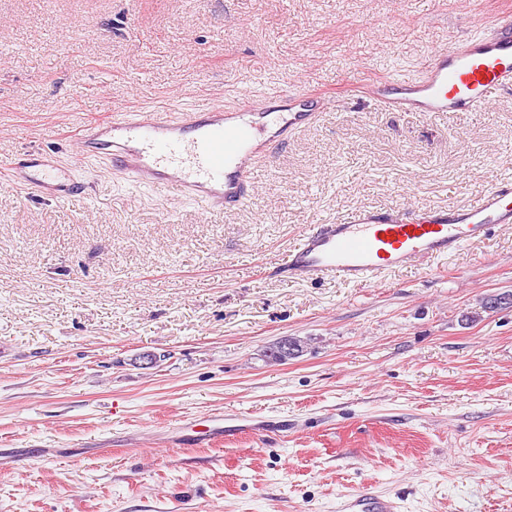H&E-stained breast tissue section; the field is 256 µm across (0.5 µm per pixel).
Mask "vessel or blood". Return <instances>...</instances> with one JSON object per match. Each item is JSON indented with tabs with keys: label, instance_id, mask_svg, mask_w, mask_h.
I'll use <instances>...</instances> for the list:
<instances>
[{
	"label": "vessel or blood",
	"instance_id": "obj_1",
	"mask_svg": "<svg viewBox=\"0 0 512 512\" xmlns=\"http://www.w3.org/2000/svg\"><path fill=\"white\" fill-rule=\"evenodd\" d=\"M512 89V22L495 21L451 40L414 77L388 76L363 88L366 98L390 112H479L491 94ZM291 105V117L268 131L262 117L272 97ZM246 87L234 102L138 108L87 125L79 157L96 161L101 173L117 174L158 191L163 199L230 210L251 196L254 163L270 142L286 141L314 124L336 102L332 93L281 89L278 95ZM0 185H29L47 200L68 201L90 186L75 166L46 152L26 150L0 163ZM499 224H512V181L487 190L457 209L367 208L316 225L291 250L284 272L291 279L334 276L355 284L378 283L386 271L427 258L454 255L484 239ZM223 416L183 431L181 445L207 447L241 432ZM336 512H401L398 499L370 490L345 495Z\"/></svg>",
	"mask_w": 512,
	"mask_h": 512
}]
</instances>
